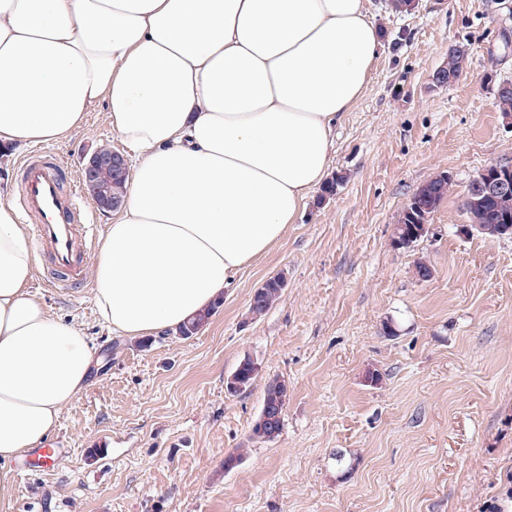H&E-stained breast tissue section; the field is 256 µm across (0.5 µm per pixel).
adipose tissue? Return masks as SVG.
I'll use <instances>...</instances> for the list:
<instances>
[{
    "instance_id": "obj_1",
    "label": "adipose tissue",
    "mask_w": 512,
    "mask_h": 512,
    "mask_svg": "<svg viewBox=\"0 0 512 512\" xmlns=\"http://www.w3.org/2000/svg\"><path fill=\"white\" fill-rule=\"evenodd\" d=\"M382 48L370 0H0V142L61 140L104 104L135 163L101 238L96 310L124 336L175 330L323 183ZM34 269L0 203L3 505L11 461L55 432L95 363L31 292Z\"/></svg>"
}]
</instances>
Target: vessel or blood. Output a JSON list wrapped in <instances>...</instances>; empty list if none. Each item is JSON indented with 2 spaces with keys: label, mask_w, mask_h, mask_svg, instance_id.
<instances>
[{
  "label": "vessel or blood",
  "mask_w": 512,
  "mask_h": 512,
  "mask_svg": "<svg viewBox=\"0 0 512 512\" xmlns=\"http://www.w3.org/2000/svg\"><path fill=\"white\" fill-rule=\"evenodd\" d=\"M13 205L30 226L35 251L51 261L45 286L66 291L85 287L97 226L76 172L62 166L45 147H34L20 166Z\"/></svg>",
  "instance_id": "obj_1"
}]
</instances>
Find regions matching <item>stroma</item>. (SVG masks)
Segmentation results:
<instances>
[{"label": "stroma", "instance_id": "stroma-1", "mask_svg": "<svg viewBox=\"0 0 512 512\" xmlns=\"http://www.w3.org/2000/svg\"><path fill=\"white\" fill-rule=\"evenodd\" d=\"M371 12L384 48L333 135L342 186L309 197L197 335L129 338L100 322L91 289L39 291L83 328L100 367L46 442L63 463L48 468L38 449L14 460L0 512H512V237L463 230L470 180L512 164L496 94L512 81V0H419L408 13L371 0ZM454 44L468 66L433 86ZM123 147L100 103L49 144L77 171ZM440 173L453 187L428 235L393 246L406 204ZM278 273L281 298L251 318L253 292ZM247 356L260 375L227 394ZM274 378L288 384L284 426L258 442Z\"/></svg>", "mask_w": 512, "mask_h": 512}]
</instances>
